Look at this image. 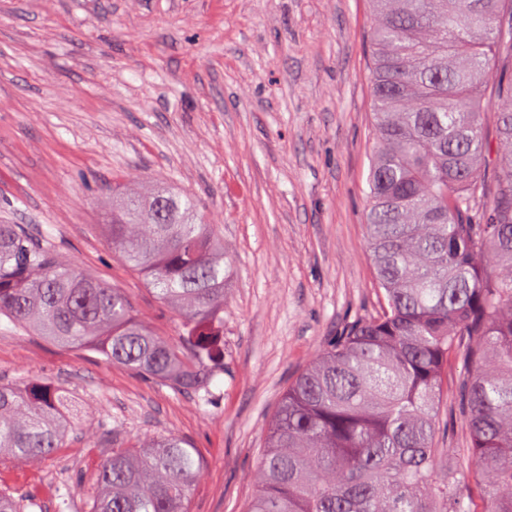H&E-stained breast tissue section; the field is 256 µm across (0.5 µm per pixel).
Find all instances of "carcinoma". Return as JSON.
Returning a JSON list of instances; mask_svg holds the SVG:
<instances>
[{
	"instance_id": "obj_1",
	"label": "carcinoma",
	"mask_w": 512,
	"mask_h": 512,
	"mask_svg": "<svg viewBox=\"0 0 512 512\" xmlns=\"http://www.w3.org/2000/svg\"><path fill=\"white\" fill-rule=\"evenodd\" d=\"M376 143L368 247L385 307L357 318L283 394L248 512H512V0H373ZM495 104L496 174L484 118ZM112 249L180 320L174 345L126 296L78 272L22 224H0V315L183 393L224 369V236L193 192L112 188ZM467 448H442L448 360ZM70 399L0 385V460L64 447ZM203 464L173 436L98 471L89 512H189ZM40 506L0 485V512Z\"/></svg>"
}]
</instances>
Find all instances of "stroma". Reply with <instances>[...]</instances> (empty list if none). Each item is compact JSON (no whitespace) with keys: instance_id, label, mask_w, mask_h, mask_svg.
Here are the masks:
<instances>
[{"instance_id":"35a3bbf8","label":"stroma","mask_w":512,"mask_h":512,"mask_svg":"<svg viewBox=\"0 0 512 512\" xmlns=\"http://www.w3.org/2000/svg\"><path fill=\"white\" fill-rule=\"evenodd\" d=\"M372 17L371 0H0V224L121 289L173 343L176 314L105 238L122 175L194 192L234 270L205 396L0 316V384L50 382L77 409L53 459L0 464L41 512H85L113 445L159 435L204 460L190 512H246L288 386L346 322L381 312L365 243Z\"/></svg>"}]
</instances>
